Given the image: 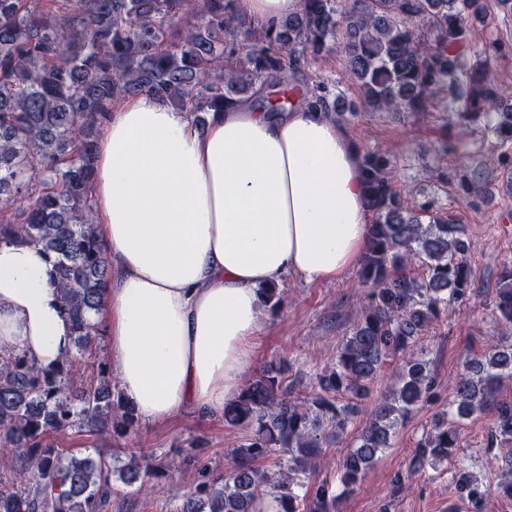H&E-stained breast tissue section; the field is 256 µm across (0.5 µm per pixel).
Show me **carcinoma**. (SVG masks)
I'll use <instances>...</instances> for the list:
<instances>
[{"label":"carcinoma","instance_id":"cac0c4a2","mask_svg":"<svg viewBox=\"0 0 512 512\" xmlns=\"http://www.w3.org/2000/svg\"><path fill=\"white\" fill-rule=\"evenodd\" d=\"M0 0V242L21 240L53 257L54 286L74 336L73 349L44 367L17 348L0 349V462L25 478L0 480V512H108L117 486L146 481L156 467L146 456L125 464L101 453L58 446L72 431L93 435L137 429L138 415L112 389L106 364L92 360L101 335L88 314L100 309L111 274L96 239L91 183L96 129L112 104L150 94L205 124V113L251 100L259 89L288 82L309 108L339 111L325 81L306 72L309 58L339 45L345 72L377 112H426L446 88L461 117L481 119L501 148L512 151V112L487 49L469 71L473 24L487 0H302L276 26L243 25L234 0ZM362 171L375 214L360 260L370 301L337 352L316 375L304 400L283 385V365L246 384L224 406V421L250 430L231 450L221 473L197 468L174 512H339L328 482L309 484L324 447L356 421V444L340 465L351 488L388 448L400 419L427 400L429 362L418 337L441 308L470 295L469 243L448 209L411 207L392 187L395 166L378 152L363 155ZM420 260L423 272L408 268ZM500 334L512 335V267L496 290ZM403 363L390 394L367 406L370 384L386 360ZM512 379V345L467 359L455 385L454 418L439 413L409 472L448 460L458 447L455 419L493 414L494 437L512 440V404L493 393ZM280 456L274 468L257 463ZM455 480L482 508L490 488L465 469Z\"/></svg>","mask_w":512,"mask_h":512}]
</instances>
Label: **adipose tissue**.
<instances>
[{"label": "adipose tissue", "instance_id": "ef3b65f1", "mask_svg": "<svg viewBox=\"0 0 512 512\" xmlns=\"http://www.w3.org/2000/svg\"><path fill=\"white\" fill-rule=\"evenodd\" d=\"M301 0H235L239 15L278 23ZM96 234L111 265L89 318L139 417L180 409L220 415L249 365L261 288L343 275L368 240L369 188L356 140L304 106L244 103L206 114L153 96L122 101L98 128ZM40 247L0 243V347L48 367L73 344Z\"/></svg>", "mask_w": 512, "mask_h": 512}]
</instances>
